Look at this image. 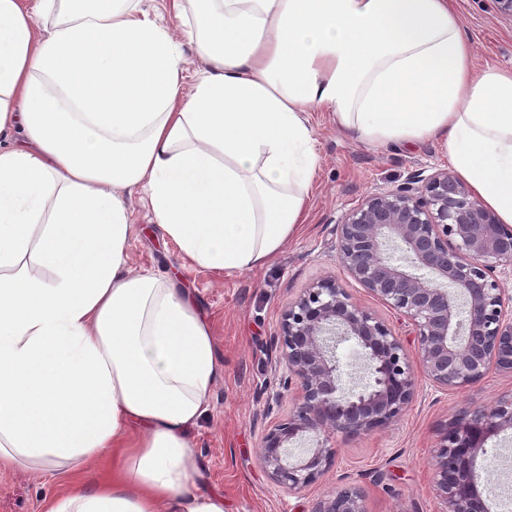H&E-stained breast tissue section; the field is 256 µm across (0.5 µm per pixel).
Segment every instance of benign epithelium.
I'll return each instance as SVG.
<instances>
[{
    "label": "benign epithelium",
    "mask_w": 512,
    "mask_h": 512,
    "mask_svg": "<svg viewBox=\"0 0 512 512\" xmlns=\"http://www.w3.org/2000/svg\"><path fill=\"white\" fill-rule=\"evenodd\" d=\"M339 262L371 295L412 322L418 358L440 389L459 390L491 369L512 373V293L493 276L512 266V225L484 206L451 170L410 175L394 189L367 195L336 227ZM406 253L415 271L394 262ZM361 349L371 381L343 393L337 340ZM281 358L296 386L295 410L268 429L261 460L277 484L297 490L331 467L336 448L322 433L373 432L399 418L412 400L416 373L400 339L341 284L324 278L284 312ZM512 431V395L491 407H465L439 430L433 456L440 512H488L476 484L487 441ZM301 456L286 448L300 438ZM312 512H366L354 486L318 500Z\"/></svg>",
    "instance_id": "7a95c632"
}]
</instances>
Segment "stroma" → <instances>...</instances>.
I'll return each mask as SVG.
<instances>
[{
    "label": "stroma",
    "mask_w": 512,
    "mask_h": 512,
    "mask_svg": "<svg viewBox=\"0 0 512 512\" xmlns=\"http://www.w3.org/2000/svg\"><path fill=\"white\" fill-rule=\"evenodd\" d=\"M457 9L478 65L512 67V16L501 12L496 0H457ZM311 121L320 166L310 208L304 224L270 262L224 276L187 264L177 247L161 238L140 198L130 202L134 268L167 270L193 291L211 321L224 366L210 410L192 431L195 455L207 486L223 493L225 512H311L322 495L345 485L362 491L366 512H440L432 466L440 426L464 407L489 406L512 393V374L493 371L464 389L445 392L417 372L414 398L403 415L368 434L331 435L337 450L333 465L302 490L276 484L260 459L267 430L295 407L276 343L282 315L313 283L336 279L391 327L409 355H416L410 321L371 296L338 262L336 227L368 194L394 188L411 174L449 166L433 142L369 147L339 131L330 113H313ZM336 358L344 391L367 385L370 373L354 342H338ZM487 449L477 466L479 488L490 512H503L512 503V433L491 438ZM68 485L67 478L46 472H0V512H41L44 498Z\"/></svg>",
    "instance_id": "1"
}]
</instances>
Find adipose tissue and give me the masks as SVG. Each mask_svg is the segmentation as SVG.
Returning <instances> with one entry per match:
<instances>
[{
    "label": "adipose tissue",
    "mask_w": 512,
    "mask_h": 512,
    "mask_svg": "<svg viewBox=\"0 0 512 512\" xmlns=\"http://www.w3.org/2000/svg\"><path fill=\"white\" fill-rule=\"evenodd\" d=\"M0 0V471L107 473L44 512H224L191 432L224 367L195 295L130 263L128 201L223 273L304 220L311 114L359 143L436 142L512 224V68H476L454 0ZM75 103V112L60 103ZM143 6L144 8L149 9L151 14L153 12V6L158 7L163 12V22L169 26L176 39L183 45L184 54L187 59V62L184 65L186 85L193 84L199 77V69L202 65L197 60L194 45L190 38V28L186 19L175 17L172 13L164 11L160 1L150 2L149 0H144Z\"/></svg>",
    "instance_id": "adipose-tissue-1"
}]
</instances>
